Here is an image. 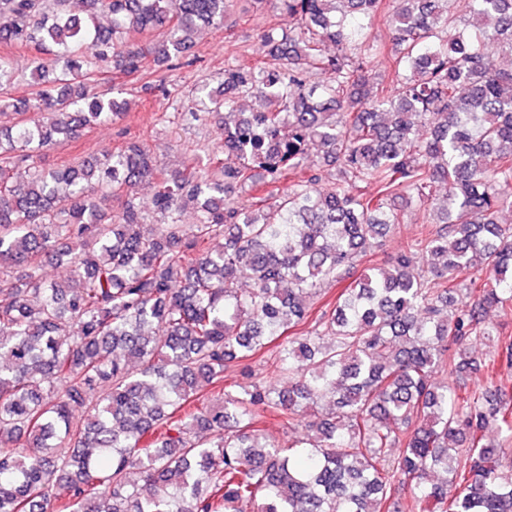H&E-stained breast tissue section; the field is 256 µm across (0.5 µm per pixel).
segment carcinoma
I'll list each match as a JSON object with an SVG mask.
<instances>
[{"mask_svg":"<svg viewBox=\"0 0 512 512\" xmlns=\"http://www.w3.org/2000/svg\"><path fill=\"white\" fill-rule=\"evenodd\" d=\"M251 2L279 19L264 56L198 89L190 116L223 138L169 174L140 142L57 169L38 153L124 116L97 72L199 62L194 35L231 0H0V44L42 55L17 98L0 55V110L20 116L0 127V512H392L406 493L420 512H512L486 438H512V392L469 384L512 368L486 320L512 321V0H401L385 43L366 34L385 0ZM382 56L392 88L370 72ZM256 169L271 191L242 205ZM395 199L423 209L418 233L314 310L400 223ZM58 244L65 284L41 273ZM272 342L279 391L250 365ZM266 415L318 441L267 443Z\"/></svg>","mask_w":512,"mask_h":512,"instance_id":"cac0c4a2","label":"carcinoma"}]
</instances>
